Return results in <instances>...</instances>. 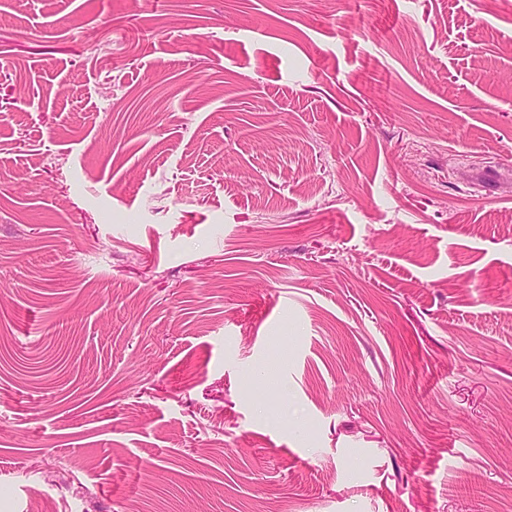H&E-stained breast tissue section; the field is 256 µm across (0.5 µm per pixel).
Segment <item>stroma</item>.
<instances>
[{"label": "stroma", "instance_id": "stroma-1", "mask_svg": "<svg viewBox=\"0 0 512 512\" xmlns=\"http://www.w3.org/2000/svg\"><path fill=\"white\" fill-rule=\"evenodd\" d=\"M46 504L512 512V0H0V512Z\"/></svg>", "mask_w": 512, "mask_h": 512}]
</instances>
